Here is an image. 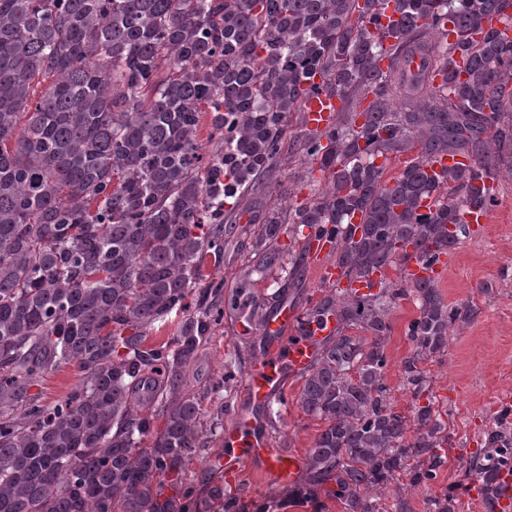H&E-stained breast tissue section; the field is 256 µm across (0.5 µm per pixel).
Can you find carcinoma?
Here are the masks:
<instances>
[{
    "label": "carcinoma",
    "mask_w": 512,
    "mask_h": 512,
    "mask_svg": "<svg viewBox=\"0 0 512 512\" xmlns=\"http://www.w3.org/2000/svg\"><path fill=\"white\" fill-rule=\"evenodd\" d=\"M387 1L395 18L384 23ZM502 19L512 0H0V512H211L220 493L184 479L203 417L186 369L224 318V279L204 273L205 259L224 261L250 200L272 192L307 93L341 104L330 129L299 139L319 172L314 199L268 208L254 247L276 246L286 224L315 229L349 283L307 315H333L336 331L301 374L299 406L322 429L291 490L334 496L345 512H411L392 485L428 490L447 462L425 364L448 351L467 310L404 267L437 261L466 234L463 211L494 204L477 184L497 179L512 146ZM39 76L49 83L34 103ZM413 151L390 177L377 163ZM439 154L471 166L431 174ZM431 195L434 210L420 211ZM392 268L400 275H384ZM377 271L376 290L353 287ZM403 299L416 308L400 369L406 413L386 380ZM173 313V346L146 345ZM66 366L80 373L76 390L53 404L31 393ZM136 389L152 411L134 404ZM508 415L458 480L478 487L484 512H497L512 477L490 456L512 449ZM426 504L458 512V495Z\"/></svg>",
    "instance_id": "cac0c4a2"
}]
</instances>
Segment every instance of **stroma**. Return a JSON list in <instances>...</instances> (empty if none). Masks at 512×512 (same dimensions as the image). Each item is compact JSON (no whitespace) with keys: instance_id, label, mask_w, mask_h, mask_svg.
I'll list each match as a JSON object with an SVG mask.
<instances>
[{"instance_id":"stroma-1","label":"stroma","mask_w":512,"mask_h":512,"mask_svg":"<svg viewBox=\"0 0 512 512\" xmlns=\"http://www.w3.org/2000/svg\"><path fill=\"white\" fill-rule=\"evenodd\" d=\"M495 204L483 236L461 238L444 279L438 283L448 302L472 308L471 321L454 331L441 360L428 363L431 388L439 409L448 413V462L441 485L455 482L478 448L483 447L494 416L512 407V162L500 169L494 184ZM252 236L241 237L235 254L216 269L224 280V293L241 294L243 307L225 311L220 325L187 371V389L199 401L203 419V446L188 465L187 481L206 492L224 486V474L214 464L224 452V433L238 410L246 408L244 374L265 350L260 331L240 333L244 315H258L265 301L283 299L308 311L328 288L310 257L291 260L288 254L259 253ZM412 302L401 301L394 312V330L386 343L388 383L395 408L406 411L408 397L399 387L400 363L409 346L403 335L414 317ZM236 377L229 388L217 382L227 370ZM300 376L284 373L282 404L270 416L282 447L305 454L317 434V420L305 415L299 404ZM285 487L264 476L256 462H244L239 481L232 487L240 506L283 495Z\"/></svg>"}]
</instances>
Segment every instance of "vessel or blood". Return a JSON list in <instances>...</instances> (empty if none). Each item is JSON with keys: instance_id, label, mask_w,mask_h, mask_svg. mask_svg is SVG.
I'll list each match as a JSON object with an SVG mask.
<instances>
[{"instance_id": "obj_1", "label": "vessel or blood", "mask_w": 512, "mask_h": 512, "mask_svg": "<svg viewBox=\"0 0 512 512\" xmlns=\"http://www.w3.org/2000/svg\"><path fill=\"white\" fill-rule=\"evenodd\" d=\"M306 126L309 130H328L338 108L336 98L326 94H310L303 98ZM446 262L425 267L408 263L407 276L414 281H432L445 274ZM299 329L300 335L288 339L287 333ZM334 316H321L306 322L300 312L282 303L265 316L262 333L269 346L251 368L245 380V391L250 408L235 419L233 427L224 433V454L219 465L227 482L237 483L245 460L257 462L267 475L277 482H289L301 465V458L282 448L279 441L266 431L265 410L281 397L283 372L299 373L316 359L323 340L334 333Z\"/></svg>"}]
</instances>
